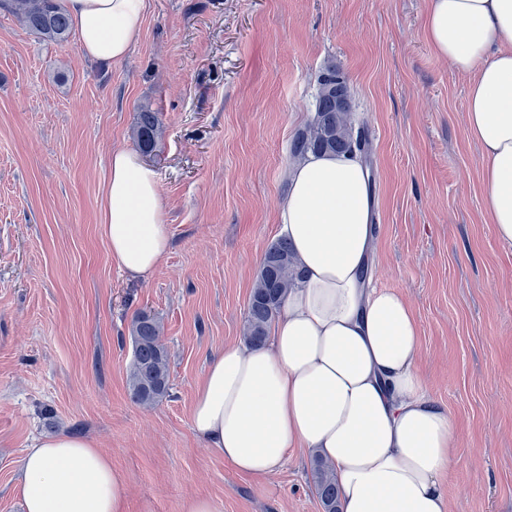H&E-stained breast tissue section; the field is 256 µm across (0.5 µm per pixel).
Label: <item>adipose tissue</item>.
<instances>
[{
	"mask_svg": "<svg viewBox=\"0 0 512 512\" xmlns=\"http://www.w3.org/2000/svg\"><path fill=\"white\" fill-rule=\"evenodd\" d=\"M81 53L119 62L133 50L146 0H66ZM427 38L462 74L465 123L483 150V207L512 243V0H429ZM113 264L146 279L170 240L159 175L139 154L113 150L99 202ZM369 174L352 154L293 162L279 212L304 277L289 289L265 342L225 345L198 385L196 439L241 473L263 478L292 450L336 475L340 512H447L441 481L457 447L447 407L418 370L420 326L398 292L374 288ZM22 512H125L124 475L76 433L27 449Z\"/></svg>",
	"mask_w": 512,
	"mask_h": 512,
	"instance_id": "obj_1",
	"label": "adipose tissue"
}]
</instances>
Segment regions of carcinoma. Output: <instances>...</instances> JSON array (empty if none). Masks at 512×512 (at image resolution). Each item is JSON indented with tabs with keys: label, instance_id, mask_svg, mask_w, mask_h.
I'll return each instance as SVG.
<instances>
[{
	"label": "carcinoma",
	"instance_id": "obj_1",
	"mask_svg": "<svg viewBox=\"0 0 512 512\" xmlns=\"http://www.w3.org/2000/svg\"><path fill=\"white\" fill-rule=\"evenodd\" d=\"M27 32L41 39L62 44L69 39L71 20L63 0H0ZM347 90L343 77L330 65L318 76L315 112L305 128L290 144V154L303 158L309 154H344L357 151L366 157L369 140L364 128L351 121L352 103L341 105L336 92ZM161 133L160 113L148 105L138 109L133 136L140 149L152 151ZM301 273L293 249L284 237L267 248L249 298L245 340L251 345L265 341L267 329L288 289L295 286ZM133 355L127 375L131 399L151 407L169 396V353L163 343V327L147 313L136 314L129 326ZM316 493L324 512H339L336 476L325 463L314 466Z\"/></svg>",
	"mask_w": 512,
	"mask_h": 512
}]
</instances>
